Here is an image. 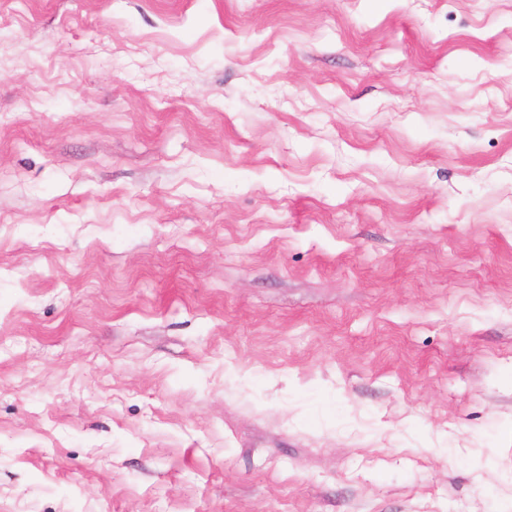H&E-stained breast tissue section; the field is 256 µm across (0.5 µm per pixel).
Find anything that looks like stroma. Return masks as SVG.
Masks as SVG:
<instances>
[{"instance_id": "obj_1", "label": "stroma", "mask_w": 512, "mask_h": 512, "mask_svg": "<svg viewBox=\"0 0 512 512\" xmlns=\"http://www.w3.org/2000/svg\"><path fill=\"white\" fill-rule=\"evenodd\" d=\"M0 512H512V0H0Z\"/></svg>"}]
</instances>
